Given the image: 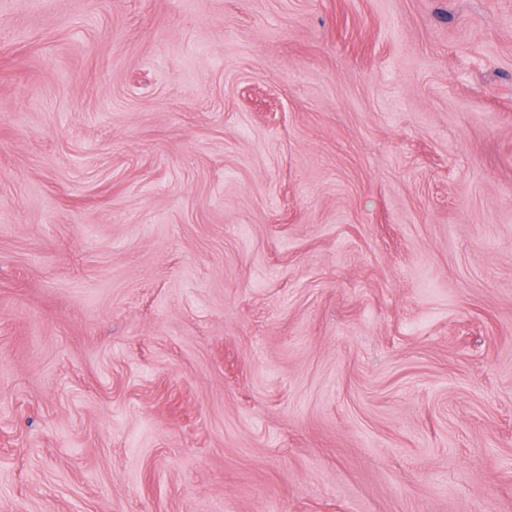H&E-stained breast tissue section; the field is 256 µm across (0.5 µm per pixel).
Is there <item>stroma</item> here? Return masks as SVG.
I'll return each instance as SVG.
<instances>
[{
	"instance_id": "1",
	"label": "stroma",
	"mask_w": 512,
	"mask_h": 512,
	"mask_svg": "<svg viewBox=\"0 0 512 512\" xmlns=\"http://www.w3.org/2000/svg\"><path fill=\"white\" fill-rule=\"evenodd\" d=\"M0 512H512V0H0Z\"/></svg>"
}]
</instances>
